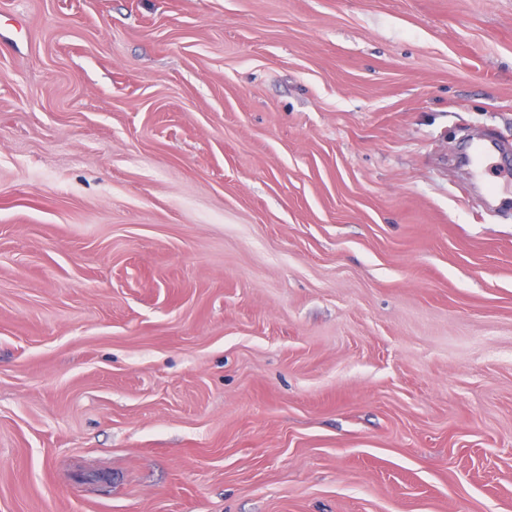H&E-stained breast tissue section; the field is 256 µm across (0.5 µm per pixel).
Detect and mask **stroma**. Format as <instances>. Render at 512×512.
<instances>
[{
    "label": "stroma",
    "instance_id": "stroma-1",
    "mask_svg": "<svg viewBox=\"0 0 512 512\" xmlns=\"http://www.w3.org/2000/svg\"><path fill=\"white\" fill-rule=\"evenodd\" d=\"M478 140L512 0H0V512H512Z\"/></svg>",
    "mask_w": 512,
    "mask_h": 512
}]
</instances>
